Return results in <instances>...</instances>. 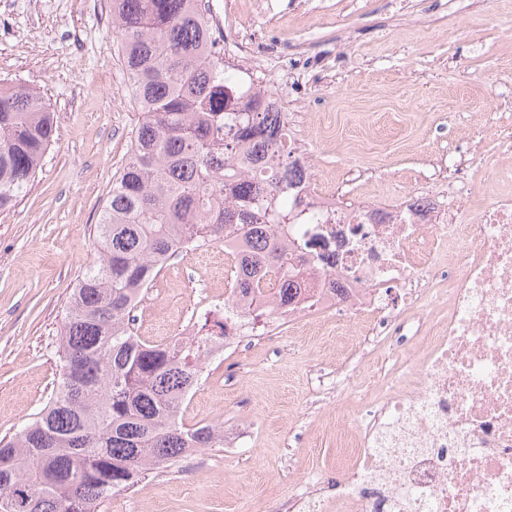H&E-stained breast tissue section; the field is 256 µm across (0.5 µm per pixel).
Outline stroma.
<instances>
[{"label": "stroma", "mask_w": 512, "mask_h": 512, "mask_svg": "<svg viewBox=\"0 0 512 512\" xmlns=\"http://www.w3.org/2000/svg\"><path fill=\"white\" fill-rule=\"evenodd\" d=\"M225 46L245 38L240 66L264 61L268 81L311 115L312 159L328 185L361 196L353 168L413 186L448 178L442 146L467 148L461 167L490 168L494 134L475 135L512 71V0H221ZM13 31L0 39V78L39 90L56 115V141L15 207L0 211V436L49 401L60 374L57 340L71 292L93 262V229L139 121L112 45L110 0H0ZM452 112L462 121L449 120ZM199 297L158 276L134 313L138 336L159 340ZM279 321V352L207 361L186 425L250 420L248 444L225 441L161 464L101 512H274L309 470L339 476L336 409L318 403L310 371L322 366L357 388L388 352L360 354L356 331L311 336Z\"/></svg>", "instance_id": "obj_1"}]
</instances>
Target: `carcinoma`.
<instances>
[{"label":"carcinoma","mask_w":512,"mask_h":512,"mask_svg":"<svg viewBox=\"0 0 512 512\" xmlns=\"http://www.w3.org/2000/svg\"><path fill=\"white\" fill-rule=\"evenodd\" d=\"M112 35L142 114L96 225L97 257L78 279L58 337L50 401L0 438V512H99L157 466L224 443V426L188 427L181 407L202 378L207 341L224 325L203 313L190 341L137 336L131 311L183 236L247 243L232 294L254 317L286 314L306 286L310 242L279 240L311 221L288 202L296 178L286 116L206 47L191 0H112ZM55 113L39 92L0 84V209L12 207L54 143ZM286 269L276 288L262 283Z\"/></svg>","instance_id":"cac0c4a2"}]
</instances>
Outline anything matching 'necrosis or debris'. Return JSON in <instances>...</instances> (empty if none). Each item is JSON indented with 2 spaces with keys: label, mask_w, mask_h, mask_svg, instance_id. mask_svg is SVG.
<instances>
[{
  "label": "necrosis or debris",
  "mask_w": 512,
  "mask_h": 512,
  "mask_svg": "<svg viewBox=\"0 0 512 512\" xmlns=\"http://www.w3.org/2000/svg\"><path fill=\"white\" fill-rule=\"evenodd\" d=\"M495 136L499 190L478 208L476 168L444 193L429 175L389 203L343 208L294 148V192L320 219L296 313L363 324V349L397 346L356 395L364 415L340 480L305 472L276 512H512V114L496 113ZM207 305L227 323L211 353L247 355L246 302Z\"/></svg>",
  "instance_id": "1"
}]
</instances>
